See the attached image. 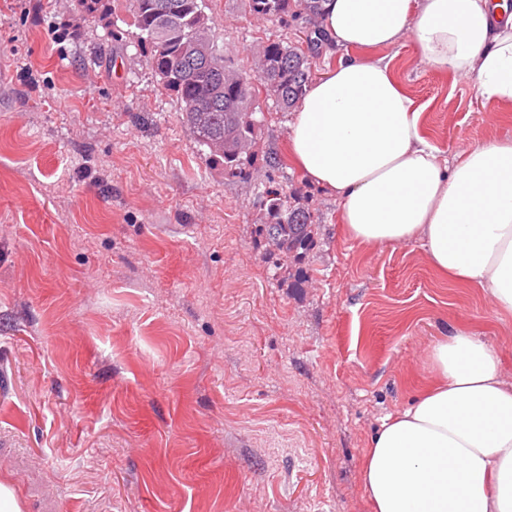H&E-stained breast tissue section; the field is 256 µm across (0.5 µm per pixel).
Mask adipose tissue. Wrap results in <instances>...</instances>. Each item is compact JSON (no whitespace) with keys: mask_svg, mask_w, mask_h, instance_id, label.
<instances>
[{"mask_svg":"<svg viewBox=\"0 0 512 512\" xmlns=\"http://www.w3.org/2000/svg\"><path fill=\"white\" fill-rule=\"evenodd\" d=\"M321 28L341 51L288 124L301 172L336 196L363 245L421 239L450 282L479 286L512 314V139L441 160L423 112L373 50L410 40L420 61L475 78L487 103L512 106L507 0H325ZM434 377L388 417L365 454L373 512H512V383L496 348L454 326L430 352Z\"/></svg>","mask_w":512,"mask_h":512,"instance_id":"1","label":"adipose tissue"}]
</instances>
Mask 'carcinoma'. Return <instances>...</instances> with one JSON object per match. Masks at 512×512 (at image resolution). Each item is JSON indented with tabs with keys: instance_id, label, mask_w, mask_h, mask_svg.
Returning a JSON list of instances; mask_svg holds the SVG:
<instances>
[{
	"instance_id": "cac0c4a2",
	"label": "carcinoma",
	"mask_w": 512,
	"mask_h": 512,
	"mask_svg": "<svg viewBox=\"0 0 512 512\" xmlns=\"http://www.w3.org/2000/svg\"><path fill=\"white\" fill-rule=\"evenodd\" d=\"M132 24L140 31L148 63L162 87L184 104L183 122L200 145L224 138L228 126L237 137L252 144L256 123L252 119L255 87L262 86L282 109H289L303 96L311 72L308 57L319 54L325 34L317 23L322 0H251L255 15L281 17L294 11L308 24L306 48L268 39L259 50L266 55L264 74L253 76L224 64L216 69L202 55L189 53L192 41L206 39L217 47L206 13L207 0H132ZM237 74L240 83L224 84V71ZM224 173L247 177L251 151H213ZM266 211L259 232L276 239L278 252L300 262L314 242V216L309 208L287 201V191L268 186L264 191Z\"/></svg>"
}]
</instances>
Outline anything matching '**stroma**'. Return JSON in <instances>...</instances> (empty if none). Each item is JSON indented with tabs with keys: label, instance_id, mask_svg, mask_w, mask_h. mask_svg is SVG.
Here are the masks:
<instances>
[{
	"label": "stroma",
	"instance_id": "obj_1",
	"mask_svg": "<svg viewBox=\"0 0 512 512\" xmlns=\"http://www.w3.org/2000/svg\"><path fill=\"white\" fill-rule=\"evenodd\" d=\"M76 0H0V483L21 512H371L361 468L458 323L500 353L512 315L448 282L420 240L365 246L288 157L257 91L253 175L225 176L129 25ZM224 58L254 69L298 17L208 0ZM441 157L512 138L474 79L386 49ZM318 219L302 262L258 233L266 182Z\"/></svg>",
	"mask_w": 512,
	"mask_h": 512
}]
</instances>
